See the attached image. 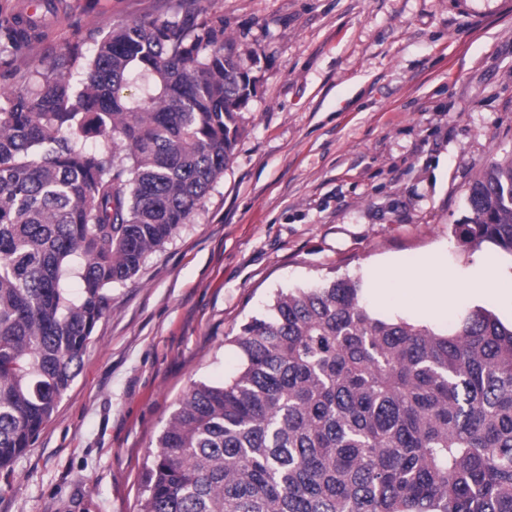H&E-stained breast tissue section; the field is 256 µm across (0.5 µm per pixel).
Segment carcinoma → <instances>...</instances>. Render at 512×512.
I'll return each mask as SVG.
<instances>
[{"label": "carcinoma", "mask_w": 512, "mask_h": 512, "mask_svg": "<svg viewBox=\"0 0 512 512\" xmlns=\"http://www.w3.org/2000/svg\"><path fill=\"white\" fill-rule=\"evenodd\" d=\"M28 39L0 25V60ZM255 84L201 5L112 27L91 55L71 41L0 92V471L114 285L224 176ZM468 201L463 241L512 254V153ZM233 343L238 372L193 384L157 437L140 512H512V326L492 311L438 332L374 316L345 277L279 294Z\"/></svg>", "instance_id": "obj_1"}]
</instances>
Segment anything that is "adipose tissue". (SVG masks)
<instances>
[{"instance_id":"1","label":"adipose tissue","mask_w":512,"mask_h":512,"mask_svg":"<svg viewBox=\"0 0 512 512\" xmlns=\"http://www.w3.org/2000/svg\"><path fill=\"white\" fill-rule=\"evenodd\" d=\"M397 277L408 283L426 310L440 316L448 315L463 300L479 297L496 303L506 297L512 299V289L499 285L493 265L488 261L475 267L458 288L449 287L447 275L440 273L438 262L433 258L420 266H404L397 272L379 271L373 281L374 298L385 299L386 283Z\"/></svg>"}]
</instances>
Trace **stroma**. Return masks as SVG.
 Wrapping results in <instances>:
<instances>
[{"label": "stroma", "mask_w": 512, "mask_h": 512, "mask_svg": "<svg viewBox=\"0 0 512 512\" xmlns=\"http://www.w3.org/2000/svg\"><path fill=\"white\" fill-rule=\"evenodd\" d=\"M16 66L192 0H55ZM255 57L223 177L112 289L83 367L32 448L0 472V512H139L158 435L193 383L232 377V340L278 293L424 254L449 279L512 255L454 233L469 187L512 153V0H209Z\"/></svg>", "instance_id": "1"}]
</instances>
